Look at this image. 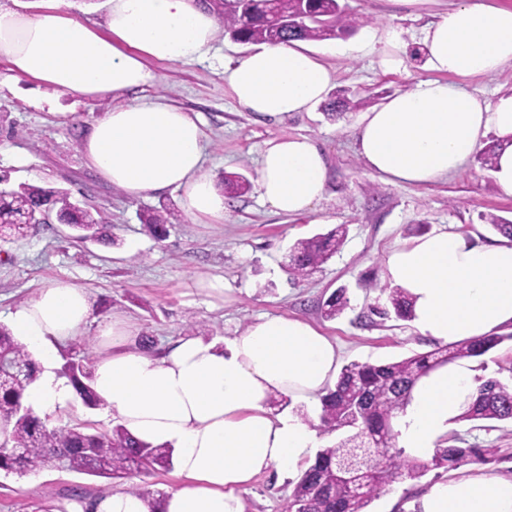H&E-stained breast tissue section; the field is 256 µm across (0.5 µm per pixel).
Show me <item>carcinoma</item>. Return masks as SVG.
Listing matches in <instances>:
<instances>
[{"label":"carcinoma","instance_id":"cac0c4a2","mask_svg":"<svg viewBox=\"0 0 512 512\" xmlns=\"http://www.w3.org/2000/svg\"><path fill=\"white\" fill-rule=\"evenodd\" d=\"M306 4L315 19L293 29L270 24V6L255 0L241 12L230 0H216L211 10H220L224 35L234 41L279 44L290 40L323 41L344 38L357 32L368 19L350 12L340 0H285L282 14L292 15ZM250 183L243 175L224 177V193L241 195ZM49 202L60 217L76 223L86 238H103L108 224L100 211L75 210L67 192L21 185L0 195V237L23 236L35 220V207ZM494 231L512 242V221L496 215L481 216ZM143 223L157 237L166 232V208H155L142 216ZM347 235L341 224L327 234H316L297 241L288 255V275L301 280L331 258ZM388 307L382 316L409 321L412 302L400 288L380 287ZM349 305L347 288L336 289L323 303L324 315L334 318ZM512 344V331H494L486 336L437 345L432 350L397 361L373 364L352 362L345 365L334 388L320 397V427L326 431L344 430L347 436L320 448L314 462L299 476L282 512H368L369 505L384 487L396 480H418L437 469H457L484 461L491 448H454L436 445L427 459L405 454L399 446L394 423L405 414L416 384L431 372L456 363L481 358ZM0 355L12 374L0 379V470L24 474L52 466L88 475L122 478L132 472L149 475L158 467L170 466L173 451L134 440L120 425L101 430L86 423L56 425L24 406L26 389L38 378L40 368L10 328L0 325ZM61 375L73 385L84 405L93 408L99 399L90 385L89 372L81 361L71 360ZM471 401L454 418L456 422L485 420L512 422V384L497 378H476Z\"/></svg>","mask_w":512,"mask_h":512}]
</instances>
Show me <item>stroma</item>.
Returning <instances> with one entry per match:
<instances>
[{"instance_id": "1", "label": "stroma", "mask_w": 512, "mask_h": 512, "mask_svg": "<svg viewBox=\"0 0 512 512\" xmlns=\"http://www.w3.org/2000/svg\"><path fill=\"white\" fill-rule=\"evenodd\" d=\"M354 13L371 17L370 28L345 39L309 42L329 69V94H353L356 108L328 117L323 105L280 122L262 121L238 104L224 81L222 61L243 60L252 50L217 35L207 59L193 64L152 63L157 76L144 87V98H160L197 115L207 134V167L215 182L241 173L256 181L258 160L267 143L287 136H307L328 160L325 193L313 211L275 213L264 205L257 188L226 199L220 224L192 223L177 191L142 198L126 196L100 180L88 166L82 145L91 123L107 108L33 80L15 79L0 54V171L12 185L28 184L65 190L73 199L101 210L112 226V238L83 239L58 222L36 224L22 238H0V324L18 304L30 300L50 279H65L88 291L93 315L82 336L61 348V361L83 360L92 366L100 322L120 314L152 341L151 354L162 355L175 341L200 335L223 342L238 335L262 314L307 321L336 344L340 364L384 363L433 349L435 340L409 321L372 317L363 310L384 304L378 286L385 283V259L398 244L426 231L448 230L481 241L501 239L481 214L512 218V196L503 194L471 159L457 174L427 185H392L368 170L355 148L357 118L397 92L412 90L433 78L419 35L426 22L455 0H428L420 16L391 9L386 0H341ZM399 28L406 46L404 63L383 70L361 46L369 29ZM449 84L478 93L487 101L512 94V64L480 78L452 75ZM166 206L168 234L155 239L140 220L147 210ZM344 224L341 249L305 280L291 282L285 270L288 251L297 240ZM223 279L225 297L202 287ZM348 290L349 307L333 319L321 305L337 288ZM462 448H491V461L465 465L454 473L433 470L417 481H396L370 505V512H418L421 496L433 484L480 470L512 476V424L496 421L456 422L445 434ZM298 479L297 473L256 476L241 497L245 512H281ZM176 468L148 475L104 478L46 468L19 475L0 471V512H35L38 504L60 512L72 492L94 498L116 490L141 488L150 496L183 485Z\"/></svg>"}]
</instances>
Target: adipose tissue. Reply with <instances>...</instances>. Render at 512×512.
<instances>
[{"instance_id": "1", "label": "adipose tissue", "mask_w": 512, "mask_h": 512, "mask_svg": "<svg viewBox=\"0 0 512 512\" xmlns=\"http://www.w3.org/2000/svg\"><path fill=\"white\" fill-rule=\"evenodd\" d=\"M75 9L74 0H0V54L15 78L111 100L83 141L89 167L131 198L177 190L195 223H223L224 196L204 167L202 121L135 96L156 78L150 62L205 59L216 17L200 0H106L98 28ZM421 45L435 78L361 114L359 155L388 183L426 184L461 170L492 132L501 144L491 176L512 196V95L488 103L442 79L481 77L512 63V8L458 0L423 27ZM402 48L391 26L370 33L364 45L388 71L401 66ZM224 80L249 111L277 120L323 102L331 74L294 41L255 49L226 66ZM326 175V158L313 140L288 136L261 155L259 196L276 212L304 214L322 199ZM385 269L391 285L410 296L412 323L423 335L455 342L512 323L511 244L429 232L394 247ZM90 318L88 292L64 279L45 283L9 312L11 330L42 368L25 394L33 412L73 402L72 385L55 367L61 345L81 335ZM137 334L117 315L99 323L91 387L134 438L172 448L185 483L152 506L128 492L106 493L92 502L93 512H243L239 492L254 477L271 470L288 475L318 447L314 429L269 406L276 394L311 402L334 386L336 347L310 324L263 315L224 344L187 337L159 357L130 349ZM472 392L464 366L424 377L398 422L402 447L428 454ZM419 509L512 512V477L487 472L435 483Z\"/></svg>"}]
</instances>
